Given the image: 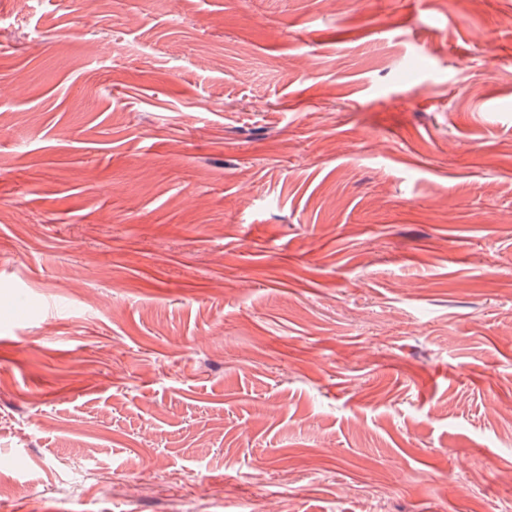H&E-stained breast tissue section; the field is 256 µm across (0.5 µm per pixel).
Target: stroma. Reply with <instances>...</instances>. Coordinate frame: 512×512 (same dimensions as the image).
Instances as JSON below:
<instances>
[{
  "label": "stroma",
  "instance_id": "obj_1",
  "mask_svg": "<svg viewBox=\"0 0 512 512\" xmlns=\"http://www.w3.org/2000/svg\"><path fill=\"white\" fill-rule=\"evenodd\" d=\"M511 18L0 0V512H512Z\"/></svg>",
  "mask_w": 512,
  "mask_h": 512
}]
</instances>
